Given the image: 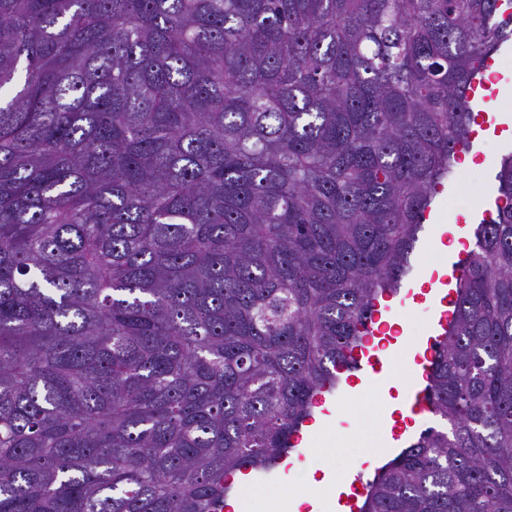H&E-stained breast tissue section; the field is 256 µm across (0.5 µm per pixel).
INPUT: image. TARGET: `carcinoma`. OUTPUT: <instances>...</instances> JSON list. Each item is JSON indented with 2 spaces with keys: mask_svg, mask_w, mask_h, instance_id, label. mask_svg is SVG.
Listing matches in <instances>:
<instances>
[{
  "mask_svg": "<svg viewBox=\"0 0 512 512\" xmlns=\"http://www.w3.org/2000/svg\"><path fill=\"white\" fill-rule=\"evenodd\" d=\"M512 0H0V512H224L295 451L469 145ZM361 512H512V153Z\"/></svg>",
  "mask_w": 512,
  "mask_h": 512,
  "instance_id": "cac0c4a2",
  "label": "carcinoma"
}]
</instances>
